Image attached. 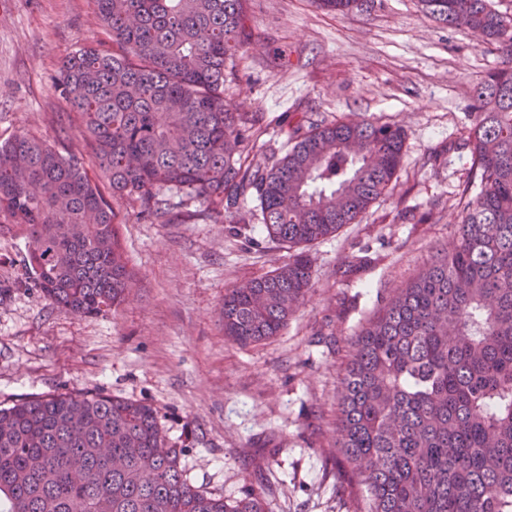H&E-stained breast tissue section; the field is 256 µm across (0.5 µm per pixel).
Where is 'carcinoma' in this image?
<instances>
[{
  "instance_id": "carcinoma-1",
  "label": "carcinoma",
  "mask_w": 512,
  "mask_h": 512,
  "mask_svg": "<svg viewBox=\"0 0 512 512\" xmlns=\"http://www.w3.org/2000/svg\"><path fill=\"white\" fill-rule=\"evenodd\" d=\"M112 46L63 63L58 88L83 119L112 195L164 216L173 189L229 224L259 218L287 263L224 293V337L279 333L313 285L308 247L355 224L401 166L404 130L285 121L288 151L250 158L254 115L224 103L226 61L249 39L244 0H95ZM450 27L512 58L490 0H423ZM340 13L375 0H314ZM470 168L455 246L394 289L357 334L338 399L337 448L365 512H512V68L474 91ZM250 198L259 213L244 210ZM24 227L26 272L52 303L107 313L133 285L119 214L80 162L26 134L0 144V216ZM186 449L155 409L95 392L0 407V512H269L187 481Z\"/></svg>"
}]
</instances>
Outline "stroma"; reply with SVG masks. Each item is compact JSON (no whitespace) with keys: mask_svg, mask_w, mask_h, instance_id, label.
Segmentation results:
<instances>
[{"mask_svg":"<svg viewBox=\"0 0 512 512\" xmlns=\"http://www.w3.org/2000/svg\"><path fill=\"white\" fill-rule=\"evenodd\" d=\"M251 43L224 83L226 103L255 113L254 154L287 150L288 114L333 122L354 115L406 132L401 170L356 224L309 249L313 286L278 336L241 347L224 338L226 289L287 262L257 224L202 220V200L165 192L167 221L116 202L120 242L137 284L107 314L54 306L28 278L27 238L0 216V407L69 392L151 404L170 442L187 446L185 475L227 497L264 491L269 512H355L336 448V407L353 342L389 292L455 243L467 176L476 83L507 63L471 30L435 21L420 0H381L337 14L310 0H248ZM109 36L94 0H0V142L26 133L99 162L57 81L65 58ZM372 266L344 277L360 252ZM264 458L263 472L254 462Z\"/></svg>","mask_w":512,"mask_h":512,"instance_id":"obj_1","label":"stroma"}]
</instances>
